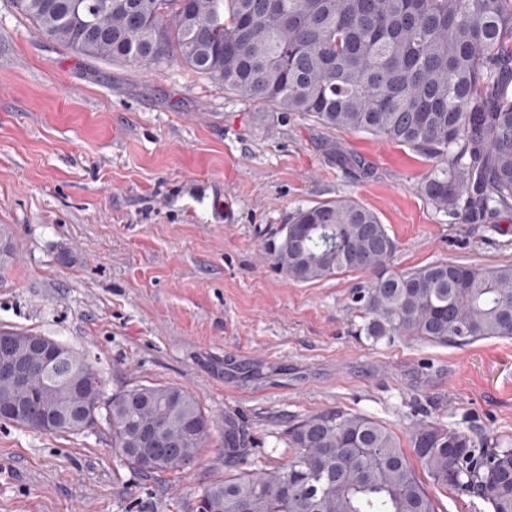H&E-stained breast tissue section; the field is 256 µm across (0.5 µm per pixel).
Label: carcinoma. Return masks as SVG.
I'll list each match as a JSON object with an SVG mask.
<instances>
[{
  "mask_svg": "<svg viewBox=\"0 0 512 512\" xmlns=\"http://www.w3.org/2000/svg\"><path fill=\"white\" fill-rule=\"evenodd\" d=\"M36 31L84 56L129 65L178 60L243 98L366 132L433 160L422 189L434 207L487 224L512 212V0H13ZM336 164L363 176L353 152ZM276 262L314 282L342 271L367 273L355 292L365 312L358 332L378 342L410 339L467 345L512 336V266L435 263L392 270L395 250L378 216L353 200L297 210ZM66 372L36 366L30 411L102 408L112 450L143 474L180 471L210 437L198 401L176 386L139 385L103 398L102 378L73 350ZM151 416L165 432L146 444ZM77 433L75 419L33 426ZM295 452L282 469L227 473L203 486L195 512H435L415 465L443 490L512 512V448L477 442L436 421L417 423L405 450L388 428L329 410L289 431ZM247 453L224 419V463Z\"/></svg>",
  "mask_w": 512,
  "mask_h": 512,
  "instance_id": "obj_1",
  "label": "carcinoma"
}]
</instances>
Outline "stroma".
<instances>
[{"mask_svg": "<svg viewBox=\"0 0 512 512\" xmlns=\"http://www.w3.org/2000/svg\"><path fill=\"white\" fill-rule=\"evenodd\" d=\"M365 157L368 178L328 149ZM423 153L224 90L182 64L92 59L37 34L0 0V327L54 338L103 393L165 384L214 427L194 464L144 475L105 423L44 434L0 423V512H191L223 476L224 418L249 437L241 471L283 467L288 431L331 409L401 444L422 420L512 444V337L466 346L357 332L366 274L298 282L274 256L297 209L350 199L375 212L394 270L512 264V214L468 224L420 186Z\"/></svg>", "mask_w": 512, "mask_h": 512, "instance_id": "stroma-1", "label": "stroma"}]
</instances>
